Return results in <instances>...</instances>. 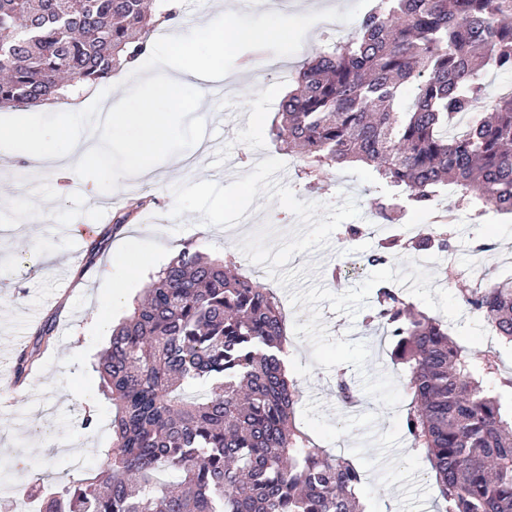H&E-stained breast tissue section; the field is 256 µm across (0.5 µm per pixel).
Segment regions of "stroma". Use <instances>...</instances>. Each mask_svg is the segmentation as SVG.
<instances>
[{
    "label": "stroma",
    "instance_id": "obj_1",
    "mask_svg": "<svg viewBox=\"0 0 512 512\" xmlns=\"http://www.w3.org/2000/svg\"><path fill=\"white\" fill-rule=\"evenodd\" d=\"M372 0H345L333 32L314 24L313 12L295 5L251 7L243 0H183L182 33L201 41L198 16L223 10L232 25L287 23L304 27L301 36L268 43L255 70L225 82L224 152L208 151L197 140L196 115H182L167 150L194 158L190 173L167 175L149 187L137 183L116 190L95 166L68 185L61 173L16 162L13 143L0 142V461L12 470L0 477V512L31 493V482L65 485L93 477L112 444V406L91 368L112 329L149 276L167 265L174 246L195 243L211 255H234L239 264L280 298L295 347L292 377L302 393L295 423L330 453L356 463L362 472L359 495L365 512H435L437 489L427 475L423 452L412 449L402 420L409 402L407 376L393 356L383 328L366 325L379 286L399 283L409 300L448 326L468 357L494 355L502 375L512 374V346L494 339L483 317L461 301L464 290L512 278V214L484 207L479 218L456 214L448 228L450 252H406L378 267L357 263L378 237L366 233L377 223L375 175L363 164L325 171L322 191L304 190L303 162L277 153L269 129L288 81L327 37L351 36ZM260 113L252 122L251 113ZM38 180L44 218L15 209L9 196ZM145 210H137L142 198ZM118 199L130 224L142 225L127 244L126 257L111 250L92 253L96 236L111 229L98 205ZM89 224L87 237L74 227ZM362 227L346 241V225ZM457 274L447 278V266ZM54 319L62 339L41 353L24 388H14L19 345L30 344L41 323ZM345 372L359 401L345 407L335 394L337 372ZM92 415L94 425L80 421Z\"/></svg>",
    "mask_w": 512,
    "mask_h": 512
}]
</instances>
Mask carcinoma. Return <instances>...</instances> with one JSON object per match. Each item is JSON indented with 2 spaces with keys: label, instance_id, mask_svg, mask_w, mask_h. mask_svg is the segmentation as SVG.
Wrapping results in <instances>:
<instances>
[{
  "label": "carcinoma",
  "instance_id": "1",
  "mask_svg": "<svg viewBox=\"0 0 512 512\" xmlns=\"http://www.w3.org/2000/svg\"><path fill=\"white\" fill-rule=\"evenodd\" d=\"M157 22L144 0H0V108L64 98L65 76L83 86L110 78L146 51ZM502 69L512 70V0H379L352 37L302 64L272 140L310 173L373 167L387 223L430 209L445 184L463 205L512 214V93L484 81ZM408 246L448 251V226L388 240L364 261L384 264ZM463 301L512 343V281ZM369 320L389 328L408 373L403 426L443 512H512V399L486 381L494 361L463 355L447 326L391 286L377 290ZM55 331L40 326L15 382ZM284 341L274 291L233 257L184 246L149 276L92 364L112 401V447L86 481L57 491L36 482L41 512H363L356 465L295 425ZM336 397L357 401L342 374Z\"/></svg>",
  "mask_w": 512,
  "mask_h": 512
}]
</instances>
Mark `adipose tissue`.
Returning a JSON list of instances; mask_svg holds the SVG:
<instances>
[{
  "instance_id": "adipose-tissue-1",
  "label": "adipose tissue",
  "mask_w": 512,
  "mask_h": 512,
  "mask_svg": "<svg viewBox=\"0 0 512 512\" xmlns=\"http://www.w3.org/2000/svg\"><path fill=\"white\" fill-rule=\"evenodd\" d=\"M178 21H170V36L165 48L148 69H138L137 80L152 84L157 96L164 99L165 111L158 112L152 101H140L138 111L127 109L131 87H124L112 95L104 111L106 119L94 129L84 127V120L77 111H69L51 131H43L37 121L23 113L0 115V140L17 141L28 158L45 163L59 164L61 171L74 182L81 181L87 164L100 166L117 188L130 182H151L156 156H164L167 170H181L182 156L166 153V142L174 129V118L186 112L201 111L206 103L209 83L224 78V55L238 44L247 43L260 49L269 40L287 39L289 31L284 25L266 27H235L223 12L205 17L197 24L198 31L207 41L210 57L200 61L194 56L190 39L180 35ZM196 86L198 94L189 98L187 86ZM131 126L135 136L115 140L117 130ZM69 141L74 145L68 158H60L52 149L53 142ZM121 153L123 160L113 164V153Z\"/></svg>"
}]
</instances>
